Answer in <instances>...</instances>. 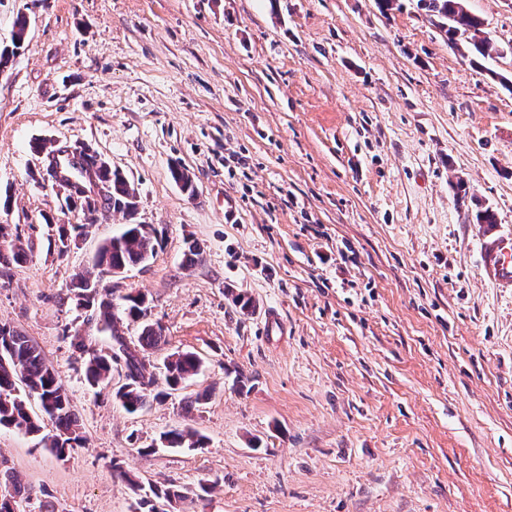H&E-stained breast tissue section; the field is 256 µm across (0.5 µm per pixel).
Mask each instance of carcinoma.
<instances>
[{"mask_svg":"<svg viewBox=\"0 0 512 512\" xmlns=\"http://www.w3.org/2000/svg\"><path fill=\"white\" fill-rule=\"evenodd\" d=\"M418 7L426 12L429 20L440 28L448 41V47H465L486 60L504 53V48L488 37L475 41L466 36L482 21L465 7L464 0H418ZM85 168L74 170V181L93 184L99 191L67 202V209H81L90 214L100 210H114L132 219L137 212L136 195L126 177L117 170L102 167L97 156L88 152L82 156ZM11 228L0 224V265L13 260L20 262L25 254L12 247ZM163 235L154 226L126 224L122 232L106 240L97 250L94 266L105 272L123 273L128 269L149 261L162 246ZM69 292L78 307H93L96 331L110 333L113 346L111 353L92 348L81 335L73 337L72 346L86 356L85 377L94 387L104 389L112 380V364H125V383L113 390V397L129 413L142 409L148 399L149 388L154 384L153 374L148 372L145 353L155 351L166 344L165 329L159 322L147 320L149 303L141 293H128L114 298L112 289L94 280L88 274L77 273L70 282ZM130 322L141 323L138 336L139 349H131L121 334L117 323L119 317ZM165 381L170 390L176 391L200 366L199 358L192 352L177 351L163 361ZM24 385L26 395L36 397L42 412L55 424L58 434L42 437L44 446L62 456L69 449L81 444L83 437L78 430V419L71 400L59 381L57 374L43 357L38 347L18 331L0 326V427L13 428L26 434H38L42 426L29 414L26 402L17 394V385ZM169 447L196 448L202 445V436L190 429L176 428L161 436ZM201 493L189 499L184 492L173 487L161 489L150 486L151 493L168 503L204 499L209 486L200 485Z\"/></svg>","mask_w":512,"mask_h":512,"instance_id":"carcinoma-1","label":"carcinoma"}]
</instances>
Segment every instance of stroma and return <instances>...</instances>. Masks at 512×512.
I'll return each mask as SVG.
<instances>
[{
  "label": "stroma",
  "mask_w": 512,
  "mask_h": 512,
  "mask_svg": "<svg viewBox=\"0 0 512 512\" xmlns=\"http://www.w3.org/2000/svg\"><path fill=\"white\" fill-rule=\"evenodd\" d=\"M465 6L512 43V0ZM21 17L0 224L26 258L0 271V324L55 368L84 437L60 457L0 428L26 512H143L116 464L211 485L203 512H512V288L487 279L474 220L487 207L512 231V53L475 67L417 0H0V48ZM37 141L89 147L135 188L136 223L166 231L112 280L166 333L137 413L88 386L73 336L108 340L68 292L74 272L101 278L127 219L62 213ZM59 222L83 227L64 252ZM175 351L202 364L168 396ZM185 426L201 447L161 446Z\"/></svg>",
  "instance_id": "obj_1"
}]
</instances>
